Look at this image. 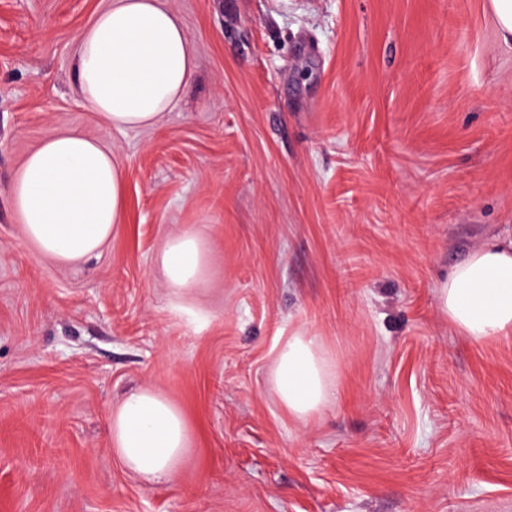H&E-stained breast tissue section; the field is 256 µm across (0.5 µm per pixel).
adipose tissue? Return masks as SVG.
Wrapping results in <instances>:
<instances>
[{
    "mask_svg": "<svg viewBox=\"0 0 512 512\" xmlns=\"http://www.w3.org/2000/svg\"><path fill=\"white\" fill-rule=\"evenodd\" d=\"M193 44L163 0H108L76 36L75 73L82 100L117 130L152 128L181 100L194 72ZM22 237L61 264L97 255L121 222L125 173L111 146L73 132L43 141L9 188ZM175 314L179 299L204 278L208 256L196 233L170 234L159 255ZM441 311L480 342L512 335V237L472 251L442 279ZM332 354L318 337L297 329L278 347L270 383L299 422L335 398ZM114 454L149 482L168 479L188 446L182 410L156 390L128 394L108 420Z\"/></svg>",
    "mask_w": 512,
    "mask_h": 512,
    "instance_id": "1",
    "label": "adipose tissue"
}]
</instances>
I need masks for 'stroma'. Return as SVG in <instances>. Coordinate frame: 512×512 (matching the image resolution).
I'll use <instances>...</instances> for the list:
<instances>
[{
	"label": "stroma",
	"mask_w": 512,
	"mask_h": 512,
	"mask_svg": "<svg viewBox=\"0 0 512 512\" xmlns=\"http://www.w3.org/2000/svg\"><path fill=\"white\" fill-rule=\"evenodd\" d=\"M107 0H0V512H512V335L476 342L437 283L512 235V50L489 0H166L194 48L180 104L116 130L75 38ZM74 131L123 158L126 209L74 265L21 238L6 188ZM210 272L174 317L169 233ZM308 329L337 398L272 393ZM151 387L190 446L148 484L106 423Z\"/></svg>",
	"instance_id": "stroma-1"
}]
</instances>
